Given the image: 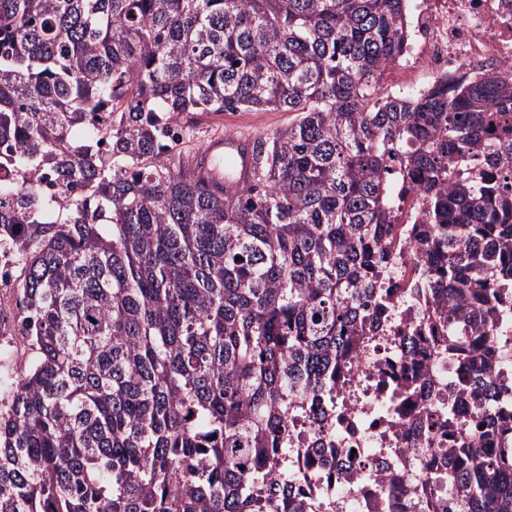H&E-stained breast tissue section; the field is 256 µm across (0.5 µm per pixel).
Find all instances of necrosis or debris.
Masks as SVG:
<instances>
[{"instance_id": "4bbe7bcc", "label": "necrosis or debris", "mask_w": 512, "mask_h": 512, "mask_svg": "<svg viewBox=\"0 0 512 512\" xmlns=\"http://www.w3.org/2000/svg\"><path fill=\"white\" fill-rule=\"evenodd\" d=\"M404 50L386 69L382 94L416 100L457 79L512 71V0H404ZM425 209L421 191L397 197L392 236L398 249L387 286L390 304L379 314L380 334L351 348L336 372L332 399L314 400L288 421L289 497L304 512H421L422 487L439 469L438 449L458 447L480 423L452 382L464 354L441 358L410 345L426 335L434 294L411 298L407 287L425 256L414 227ZM492 379L481 397L495 408V427H512V294L492 316ZM453 403L454 428L428 427L423 414L435 400Z\"/></svg>"}]
</instances>
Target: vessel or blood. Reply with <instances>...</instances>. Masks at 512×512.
I'll return each mask as SVG.
<instances>
[{"mask_svg":"<svg viewBox=\"0 0 512 512\" xmlns=\"http://www.w3.org/2000/svg\"><path fill=\"white\" fill-rule=\"evenodd\" d=\"M251 138L227 135L211 140L207 153L216 159L215 167L203 168L201 176L210 183L223 186L226 196H234L252 172Z\"/></svg>","mask_w":512,"mask_h":512,"instance_id":"1","label":"vessel or blood"}]
</instances>
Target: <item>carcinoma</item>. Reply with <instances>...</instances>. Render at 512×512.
Wrapping results in <instances>:
<instances>
[{"mask_svg":"<svg viewBox=\"0 0 512 512\" xmlns=\"http://www.w3.org/2000/svg\"><path fill=\"white\" fill-rule=\"evenodd\" d=\"M403 28L402 0H0V243L35 351L0 412V512H294L256 489L376 331L400 192L430 197L441 269L414 292L454 303L446 351L485 325L512 283V85L383 97ZM248 111L294 118L230 204L185 129ZM476 452L438 449L449 509L512 512V457Z\"/></svg>","mask_w":512,"mask_h":512,"instance_id":"1","label":"carcinoma"}]
</instances>
